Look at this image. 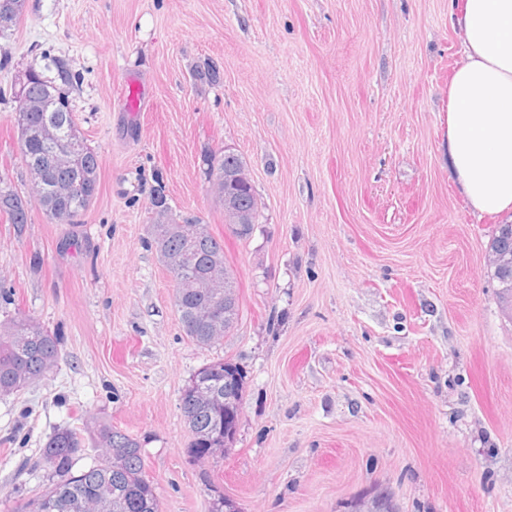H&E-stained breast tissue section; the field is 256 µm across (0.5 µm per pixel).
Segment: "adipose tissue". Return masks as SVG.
Returning <instances> with one entry per match:
<instances>
[{"instance_id":"obj_1","label":"adipose tissue","mask_w":512,"mask_h":512,"mask_svg":"<svg viewBox=\"0 0 512 512\" xmlns=\"http://www.w3.org/2000/svg\"><path fill=\"white\" fill-rule=\"evenodd\" d=\"M463 59L448 84V158L470 209L512 222V0H463Z\"/></svg>"}]
</instances>
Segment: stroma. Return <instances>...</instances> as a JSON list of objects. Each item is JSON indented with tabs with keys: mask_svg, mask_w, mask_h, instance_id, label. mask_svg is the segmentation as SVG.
I'll list each match as a JSON object with an SVG mask.
<instances>
[{
	"mask_svg": "<svg viewBox=\"0 0 512 512\" xmlns=\"http://www.w3.org/2000/svg\"><path fill=\"white\" fill-rule=\"evenodd\" d=\"M450 0H26L0 33V91L34 70L79 79L76 123L100 191L71 224L0 215V320L60 342L44 380L0 395V490L52 475L54 430L106 421L139 440L159 512H345L389 491L400 512H512V319L487 264L500 217L448 171ZM211 61L216 83L194 69ZM142 90L131 109L126 88ZM248 164L260 203L234 237L204 174ZM0 175L27 191L0 103ZM224 242L239 320L201 348L151 243L150 200ZM218 358L246 388L232 451L201 464L182 390Z\"/></svg>",
	"mask_w": 512,
	"mask_h": 512,
	"instance_id": "35a3bbf8",
	"label": "stroma"
}]
</instances>
